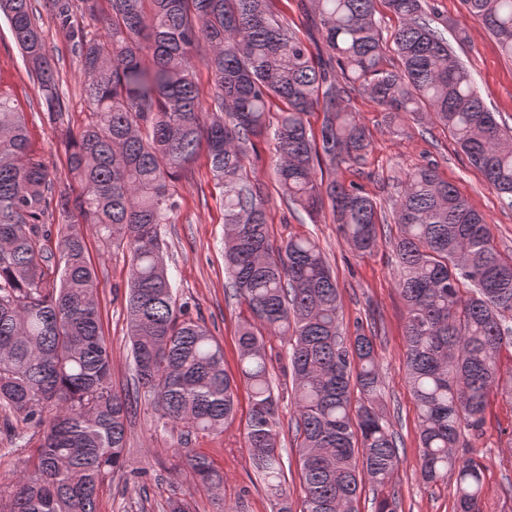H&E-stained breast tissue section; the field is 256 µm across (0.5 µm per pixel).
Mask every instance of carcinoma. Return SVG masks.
<instances>
[{
  "label": "carcinoma",
  "mask_w": 512,
  "mask_h": 512,
  "mask_svg": "<svg viewBox=\"0 0 512 512\" xmlns=\"http://www.w3.org/2000/svg\"><path fill=\"white\" fill-rule=\"evenodd\" d=\"M75 46L91 120L63 127L59 72L49 60L32 0H0L61 126L67 167L80 186L54 191L29 153L24 114L0 88V432L39 436L37 454L0 483V512H97L102 485L126 472L132 403L112 391V347L102 333L99 281L74 224L52 227L58 210L78 212L108 247L130 261L126 299L136 389L163 426L224 428L239 388L252 408L244 447L277 512H291L283 484L278 398L266 339L288 338L301 512H357L367 481L381 492L374 512H398L399 441L383 415L375 337L345 341L336 278L310 236L272 242L266 200L244 164L254 140L275 144L283 198L313 215L329 205L346 243L361 255L385 223L376 199L336 180L369 139L352 94L370 98L394 122L439 124L503 204L512 207V132L475 89L471 71L427 18L422 0H383L400 20L384 39L377 0H311L320 45L292 31L268 0H109L98 34L73 19L71 0H49ZM466 12L512 59V0H462ZM214 82L204 108L195 80L200 41ZM397 64H387V54ZM282 104L276 117L270 104ZM323 119L318 132L308 122ZM205 153L224 209L227 286L248 315L238 328L240 370L177 302L163 260L160 225L179 207L171 184ZM392 245L407 307L405 380L419 425L420 475L455 479L457 512H483L482 467L454 447L482 427L488 398L512 399L500 354L512 344V256L493 245L490 225L432 164L399 180ZM209 492L224 477L204 454L178 449Z\"/></svg>",
  "instance_id": "carcinoma-1"
}]
</instances>
